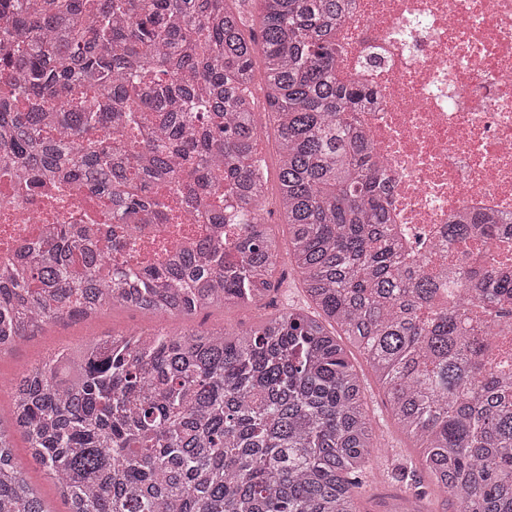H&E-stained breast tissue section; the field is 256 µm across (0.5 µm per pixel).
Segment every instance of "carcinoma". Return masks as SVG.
Returning a JSON list of instances; mask_svg holds the SVG:
<instances>
[{
    "label": "carcinoma",
    "mask_w": 512,
    "mask_h": 512,
    "mask_svg": "<svg viewBox=\"0 0 512 512\" xmlns=\"http://www.w3.org/2000/svg\"><path fill=\"white\" fill-rule=\"evenodd\" d=\"M15 0L0 28V159L36 188L68 173L109 196L132 233L156 181L193 177L233 199V256L219 243L174 268H112L68 224L0 275V355L50 322L114 308L189 319L258 307L281 262L265 218L275 195L288 259L316 312L237 330L163 327L91 338L10 379L0 421V512H52L13 462L21 434L69 512H360L375 428L328 325L386 390L420 449L395 470L426 512L424 481L457 512H512V374L484 361L512 327V278L442 281L405 260L382 175L356 123L373 92L336 82L340 0ZM274 117L276 183L258 157L251 87ZM447 289L457 298L434 296Z\"/></svg>",
    "instance_id": "obj_1"
}]
</instances>
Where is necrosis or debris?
I'll list each match as a JSON object with an SVG mask.
<instances>
[{
  "label": "necrosis or debris",
  "mask_w": 512,
  "mask_h": 512,
  "mask_svg": "<svg viewBox=\"0 0 512 512\" xmlns=\"http://www.w3.org/2000/svg\"><path fill=\"white\" fill-rule=\"evenodd\" d=\"M336 27V79L374 90L358 113L388 181V217L410 259L436 275L484 265L512 275V0H345ZM172 218L143 224L128 262L167 265L220 238L166 187ZM495 213V239L477 225L449 243L459 212ZM108 202L60 183L35 194L0 180V265L53 224L105 223Z\"/></svg>",
  "instance_id": "obj_1"
}]
</instances>
